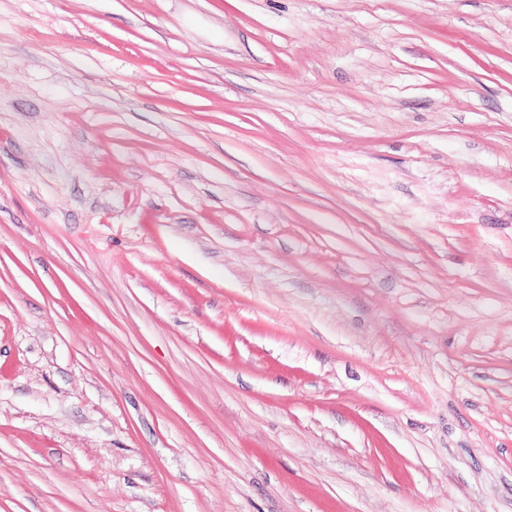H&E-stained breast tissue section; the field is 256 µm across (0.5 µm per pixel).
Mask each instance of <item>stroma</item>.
<instances>
[{
	"instance_id": "obj_1",
	"label": "stroma",
	"mask_w": 512,
	"mask_h": 512,
	"mask_svg": "<svg viewBox=\"0 0 512 512\" xmlns=\"http://www.w3.org/2000/svg\"><path fill=\"white\" fill-rule=\"evenodd\" d=\"M0 512H512V0H0Z\"/></svg>"
}]
</instances>
